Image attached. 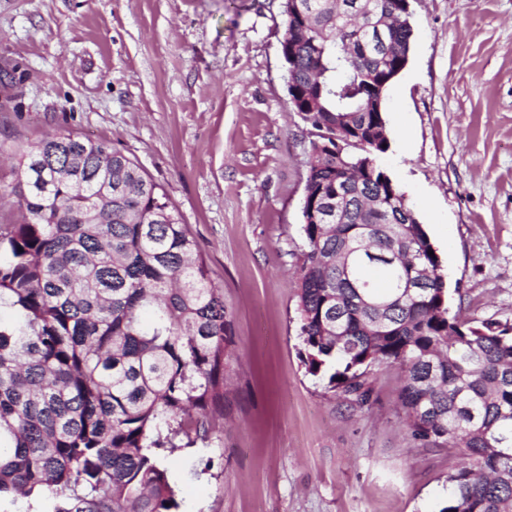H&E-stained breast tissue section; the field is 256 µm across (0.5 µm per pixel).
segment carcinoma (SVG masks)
Returning a JSON list of instances; mask_svg holds the SVG:
<instances>
[{"label": "carcinoma", "instance_id": "obj_1", "mask_svg": "<svg viewBox=\"0 0 512 512\" xmlns=\"http://www.w3.org/2000/svg\"><path fill=\"white\" fill-rule=\"evenodd\" d=\"M299 3L288 78L320 99L305 184L343 205L301 225V362L363 405L374 369L400 366L412 437L466 458L440 512H512V325L450 313L440 260L376 164L384 117L362 111L367 78L411 37L376 27L401 0ZM11 193L23 220L0 224V498L178 512L161 424L189 436L224 410V288L161 186L105 142L45 135L20 154Z\"/></svg>", "mask_w": 512, "mask_h": 512}]
</instances>
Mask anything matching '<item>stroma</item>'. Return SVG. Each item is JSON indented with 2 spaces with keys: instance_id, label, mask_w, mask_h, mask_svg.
<instances>
[{
  "instance_id": "1",
  "label": "stroma",
  "mask_w": 512,
  "mask_h": 512,
  "mask_svg": "<svg viewBox=\"0 0 512 512\" xmlns=\"http://www.w3.org/2000/svg\"><path fill=\"white\" fill-rule=\"evenodd\" d=\"M379 163L426 231L451 312L512 325V0H410ZM281 0H0V223L10 156L66 130L136 159L224 287V415L162 462L179 512H440L457 450L415 442L401 371L369 403L299 357L295 271L308 126L293 112Z\"/></svg>"
}]
</instances>
